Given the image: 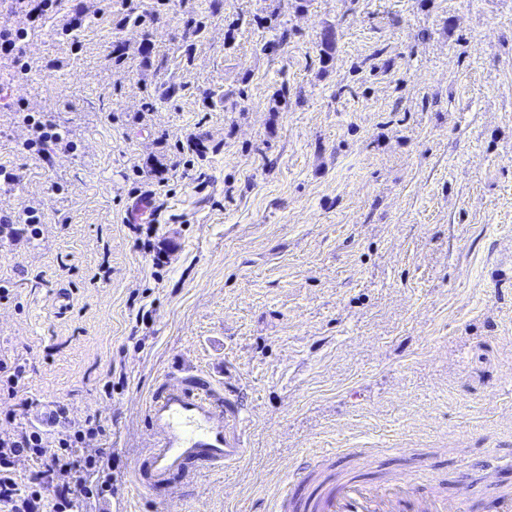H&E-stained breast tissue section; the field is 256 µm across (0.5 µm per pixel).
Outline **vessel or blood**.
I'll return each instance as SVG.
<instances>
[{
    "label": "vessel or blood",
    "mask_w": 512,
    "mask_h": 512,
    "mask_svg": "<svg viewBox=\"0 0 512 512\" xmlns=\"http://www.w3.org/2000/svg\"><path fill=\"white\" fill-rule=\"evenodd\" d=\"M152 445L136 460L140 493L155 495L188 476L191 469H223L246 453L239 415L220 408L212 392L192 390L170 379L148 406ZM269 512H472L470 485L457 477L452 496L428 491L415 474L374 482L355 474L314 482L305 502L276 493Z\"/></svg>",
    "instance_id": "b4317fda"
}]
</instances>
